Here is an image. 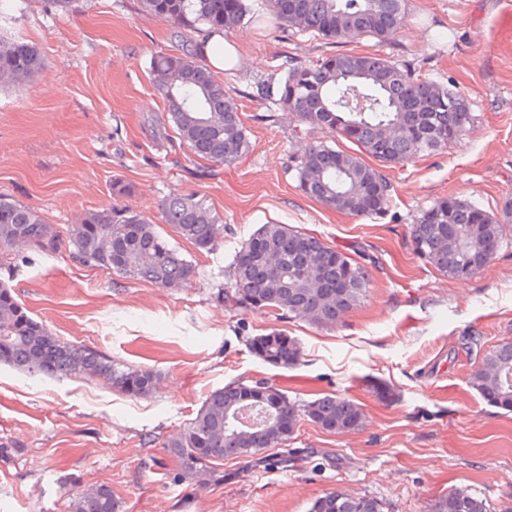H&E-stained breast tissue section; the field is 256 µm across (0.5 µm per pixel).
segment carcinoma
Instances as JSON below:
<instances>
[{"label":"carcinoma","mask_w":512,"mask_h":512,"mask_svg":"<svg viewBox=\"0 0 512 512\" xmlns=\"http://www.w3.org/2000/svg\"><path fill=\"white\" fill-rule=\"evenodd\" d=\"M147 14L188 29L202 25L222 35L243 25L250 13L245 0H141ZM275 27L313 33L327 41L383 40L405 22L404 0H266ZM202 44L183 56L159 52L150 76L164 93L168 121L180 143L197 158L233 165L250 149L236 98L204 63ZM46 62L33 43L0 36V81L34 82ZM280 76L256 84L251 98L295 113L309 133L354 143V152L314 141L297 162L300 188L321 203L351 215L383 213L390 202L389 183L368 164L403 165L423 153L448 146V132L459 137L472 120L468 99L427 79L409 63L380 54H338L315 61L288 57ZM162 221L198 250L210 253L224 234V220L192 195L176 196L162 207ZM512 224V207L488 214L472 201L441 198L422 210L411 224L415 254L449 279L468 278L494 258ZM79 259L90 266L157 286L186 284L193 265L161 236L158 225L127 205L90 210L73 226ZM18 242L47 249L54 234L37 211L0 197V247ZM283 263L266 271V258ZM224 307L238 312L270 309L281 319L303 318L315 325L339 323L357 308L369 286L366 267L320 238L286 224H264L241 243L230 265ZM268 364L288 368L301 357L298 342L280 331L251 340ZM29 376H79L98 380L132 396L154 388L148 369L120 370L112 360L64 342L28 314L11 288L0 282V365ZM512 341L488 351L470 383L490 405L512 412ZM254 386L268 393V410L288 419V429L271 423L241 442L228 428L225 412L244 396L245 384L213 391L190 425L167 444L184 471L240 456L253 457L284 444L301 417L328 432L347 433L363 424L361 407L351 399L325 395L298 405L269 381ZM74 512H115L112 490L91 486L74 503ZM310 512H383L369 497L333 491L318 498ZM431 512H490L484 499L455 489L441 496Z\"/></svg>","instance_id":"cac0c4a2"}]
</instances>
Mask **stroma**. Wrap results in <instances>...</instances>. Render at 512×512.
<instances>
[{
	"label": "stroma",
	"mask_w": 512,
	"mask_h": 512,
	"mask_svg": "<svg viewBox=\"0 0 512 512\" xmlns=\"http://www.w3.org/2000/svg\"><path fill=\"white\" fill-rule=\"evenodd\" d=\"M255 19L228 31L238 63L217 72L236 94L248 154L215 176L190 174L183 150L157 139L165 101L150 80L151 55H180L174 24L141 0H10L0 34L36 44L47 68L30 85L0 82V196L36 210L54 249L0 252V282L66 342L121 368L148 369L154 390L133 397L81 378H31L0 365V512H72L92 484L111 488L116 512H309L331 491L367 496L384 512H429L464 488L490 512L512 505V412L488 405L469 384L484 354L512 340V225L491 263L451 280L410 242L417 212L445 197L500 213L512 202V0H405L403 27L386 41L333 43L276 31L265 0ZM379 53L420 66L459 89L474 119L446 149L386 169L392 200L383 215H349L299 188L293 170L312 135L279 110L262 120L255 82L285 56ZM131 187L116 198L115 181ZM196 195L224 218L212 253L172 229L163 235L196 266L190 284L162 288L122 278L76 257L70 230L83 213L116 202L159 219L162 203ZM285 224L363 263L370 288L341 323L283 321L263 309L226 310L219 294L240 244L261 225ZM279 329L302 358L271 366L252 338ZM272 379L297 404L327 394L361 405L358 430L333 434L301 419L290 459L221 461L183 474L165 443L207 396L236 381ZM388 389L377 396L374 385Z\"/></svg>",
	"instance_id": "obj_1"
}]
</instances>
